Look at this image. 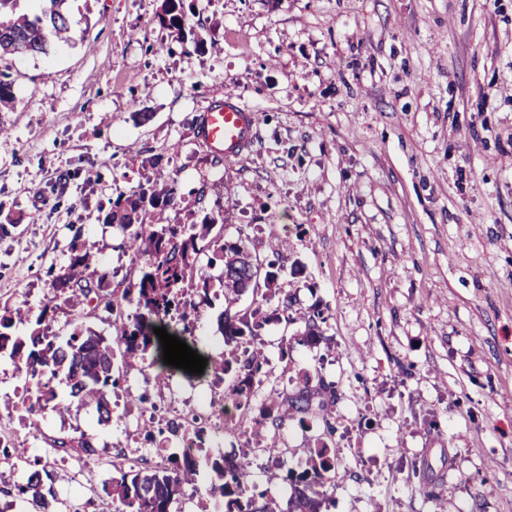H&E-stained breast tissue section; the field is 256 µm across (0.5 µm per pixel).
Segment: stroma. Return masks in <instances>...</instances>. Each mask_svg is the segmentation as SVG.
Listing matches in <instances>:
<instances>
[{
    "instance_id": "stroma-1",
    "label": "stroma",
    "mask_w": 512,
    "mask_h": 512,
    "mask_svg": "<svg viewBox=\"0 0 512 512\" xmlns=\"http://www.w3.org/2000/svg\"><path fill=\"white\" fill-rule=\"evenodd\" d=\"M186 2L195 50L161 25L164 0H71L73 40L13 58L0 307L46 300L75 226L136 280L102 222L112 198L174 182L161 220L191 224L204 189L225 242L279 253L282 288L328 317L289 368L336 384L331 512H512V0ZM228 95L258 120L244 158L217 165L198 127ZM21 386L0 358V440L28 454L0 480L41 458L64 470L62 512H94L126 420L47 409L34 429ZM84 433L95 463L58 462L51 439Z\"/></svg>"
}]
</instances>
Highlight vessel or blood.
<instances>
[{
    "mask_svg": "<svg viewBox=\"0 0 512 512\" xmlns=\"http://www.w3.org/2000/svg\"><path fill=\"white\" fill-rule=\"evenodd\" d=\"M256 123V113L228 96L205 113L198 134L212 151L228 158H240L253 139Z\"/></svg>",
    "mask_w": 512,
    "mask_h": 512,
    "instance_id": "b4317fda",
    "label": "vessel or blood"
}]
</instances>
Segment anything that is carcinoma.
Segmentation results:
<instances>
[{
	"label": "carcinoma",
	"mask_w": 512,
	"mask_h": 512,
	"mask_svg": "<svg viewBox=\"0 0 512 512\" xmlns=\"http://www.w3.org/2000/svg\"><path fill=\"white\" fill-rule=\"evenodd\" d=\"M38 5L27 13L16 11V0H0V106L14 101L13 80L8 60L18 55L44 54L50 41L68 42L73 39L67 11V0H36ZM195 12H187L184 0H165L161 22L178 29L193 27ZM175 183L158 187L144 176L137 189L119 193L111 202L103 223L118 226L123 233L119 248L132 252L144 260L136 282L127 286L113 282L112 273L92 267V247L80 241L82 229L74 231L69 244V261L52 274L46 302L33 312L24 305L3 307L0 311V357L9 358L18 373L31 382L32 392L21 399L32 416L30 425L36 426L38 415L57 397L54 384L65 381L68 398L55 402L61 414L94 412L97 421L109 423L114 417L110 394L117 389L120 373L133 366L148 351L154 357L150 366L158 368L154 386L167 385L169 366L162 360L160 339L154 328H165L171 334L197 349L193 324L200 316L201 303L212 304L211 297H223L232 304L247 292L257 293L259 263L253 257L249 239H241L228 246L223 232L213 233L221 218V208L210 209L205 203V191H200L194 206L205 212L199 223L158 224V212L174 203ZM225 261L218 278V289H213L207 270L218 261ZM283 266L279 260L264 267L265 292L253 299L245 312L231 313L224 309L218 316V326L224 334V356L207 357L203 375L224 382V374L239 368L249 375L264 373V348L255 339L262 335L273 319L304 324V331L282 342L281 354L290 358L297 345L312 346L322 339L324 311L314 307L301 311L293 308L292 297L280 286ZM279 295L276 307H269L271 296ZM133 305L136 309L130 319L115 312L119 306ZM88 307L103 308L112 316L116 336L110 340L96 330L86 327L81 315ZM73 314L69 322L71 332L60 335L55 328L60 309ZM33 324L24 335L15 334L18 324ZM251 344L252 365L236 367L239 348ZM307 378L301 384L281 388L268 387L263 403V414L255 421L256 437L268 450L281 448V431L290 422L302 427L308 422L322 424V432L314 444L304 449L305 462L298 468H289L283 477L287 485V500L257 491L252 479L254 457L242 455L230 463L225 458L208 456L196 461L172 460L167 467L149 464L140 459V466L126 467V449H120L116 458L122 463L113 465L115 476L104 484L105 497L98 512H171L188 490L198 489L200 472L208 470L211 477L204 488V496L224 502V512H330L331 502L322 490L325 474L336 471V450L328 442L336 428L332 422L336 404V386L317 379L310 386ZM171 427L142 424L135 429L139 439L151 444L155 452L164 449ZM52 448H75L78 459L93 460L97 447L92 437L54 439ZM32 470L26 482L17 486L20 499L31 504L35 512H58L54 498V484L63 475L40 466L39 460L30 463Z\"/></svg>",
	"instance_id": "obj_1"
}]
</instances>
